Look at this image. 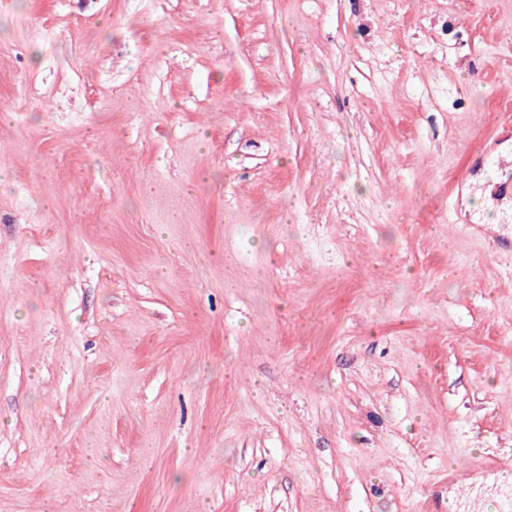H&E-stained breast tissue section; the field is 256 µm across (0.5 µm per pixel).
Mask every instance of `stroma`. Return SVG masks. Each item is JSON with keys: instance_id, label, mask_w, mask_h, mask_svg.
<instances>
[{"instance_id": "obj_1", "label": "stroma", "mask_w": 512, "mask_h": 512, "mask_svg": "<svg viewBox=\"0 0 512 512\" xmlns=\"http://www.w3.org/2000/svg\"><path fill=\"white\" fill-rule=\"evenodd\" d=\"M512 0H0V512H512Z\"/></svg>"}]
</instances>
